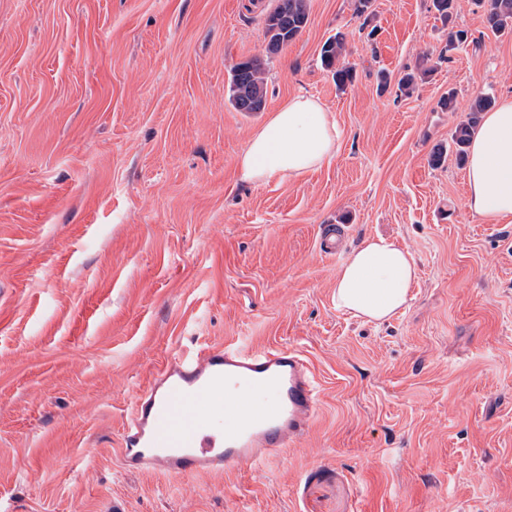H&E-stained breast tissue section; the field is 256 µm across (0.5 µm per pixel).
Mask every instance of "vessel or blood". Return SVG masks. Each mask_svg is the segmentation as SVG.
I'll use <instances>...</instances> for the list:
<instances>
[{
    "label": "vessel or blood",
    "mask_w": 512,
    "mask_h": 512,
    "mask_svg": "<svg viewBox=\"0 0 512 512\" xmlns=\"http://www.w3.org/2000/svg\"><path fill=\"white\" fill-rule=\"evenodd\" d=\"M319 389L296 349L228 345L172 358L122 434L131 470L173 475L257 464L304 437Z\"/></svg>",
    "instance_id": "b4317fda"
}]
</instances>
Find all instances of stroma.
<instances>
[{
	"instance_id": "stroma-1",
	"label": "stroma",
	"mask_w": 512,
	"mask_h": 512,
	"mask_svg": "<svg viewBox=\"0 0 512 512\" xmlns=\"http://www.w3.org/2000/svg\"><path fill=\"white\" fill-rule=\"evenodd\" d=\"M273 4L0 0V512H512V223L468 210L451 141L477 95L512 96V35L475 0L449 26L432 0L366 18L308 0L271 54ZM339 32L343 90L319 59ZM249 58L253 114L226 97ZM298 95L335 119V157L244 182L252 131ZM328 226L347 252L383 234L413 253L404 310H337ZM241 342L310 363L308 434L221 473L126 469L124 421L163 365ZM229 101L239 112H260L266 104V80L258 59L241 61L230 71Z\"/></svg>"
}]
</instances>
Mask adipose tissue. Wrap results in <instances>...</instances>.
<instances>
[{"label": "adipose tissue", "mask_w": 512, "mask_h": 512, "mask_svg": "<svg viewBox=\"0 0 512 512\" xmlns=\"http://www.w3.org/2000/svg\"><path fill=\"white\" fill-rule=\"evenodd\" d=\"M340 136L318 99L296 96L253 132L239 160L241 177L258 185L301 176L336 154ZM466 205L480 217L512 222V97L483 113L472 133ZM416 278L412 253L378 235L344 258L333 302L352 317L381 322L406 307Z\"/></svg>", "instance_id": "obj_1"}]
</instances>
